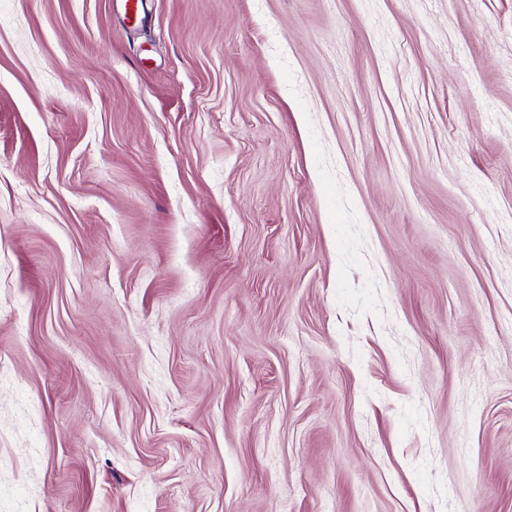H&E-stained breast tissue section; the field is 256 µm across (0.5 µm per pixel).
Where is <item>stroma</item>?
Wrapping results in <instances>:
<instances>
[{
    "mask_svg": "<svg viewBox=\"0 0 512 512\" xmlns=\"http://www.w3.org/2000/svg\"><path fill=\"white\" fill-rule=\"evenodd\" d=\"M0 512H512V0H0Z\"/></svg>",
    "mask_w": 512,
    "mask_h": 512,
    "instance_id": "1",
    "label": "stroma"
}]
</instances>
